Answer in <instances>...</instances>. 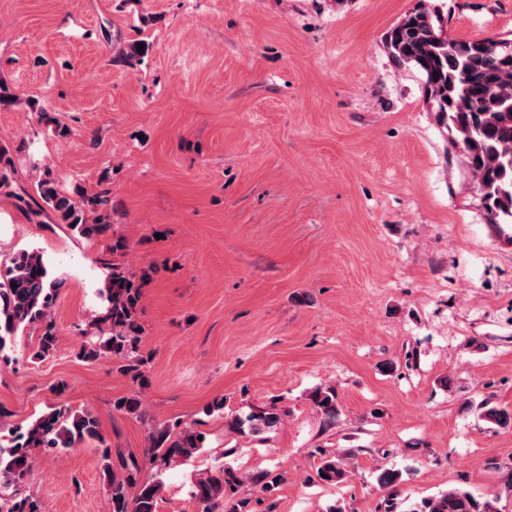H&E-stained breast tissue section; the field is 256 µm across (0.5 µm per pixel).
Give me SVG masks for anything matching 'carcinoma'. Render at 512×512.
I'll list each match as a JSON object with an SVG mask.
<instances>
[{"label":"carcinoma","instance_id":"cac0c4a2","mask_svg":"<svg viewBox=\"0 0 512 512\" xmlns=\"http://www.w3.org/2000/svg\"><path fill=\"white\" fill-rule=\"evenodd\" d=\"M392 60L401 67L418 70L424 77L427 99L448 129L455 132L451 145L461 148L476 177L482 203L492 224H512V53L497 40H458L448 37L440 10L426 0L410 10L385 36ZM12 163L8 150L0 147V190L12 194ZM39 208L52 211L59 223L80 236L102 241L112 261L103 263L104 288L100 290L103 311L89 324L90 341L80 357L87 362L114 357L119 370L140 389L148 385V358L141 351L138 311L147 271L136 272L122 261L128 244L115 234L108 200L87 195L81 188L68 194L56 181L45 176L35 187ZM96 213L89 223L86 212ZM62 280L54 276L37 249L17 253L6 269H0V365L15 361L17 338L29 328L39 331L35 357L52 353L59 339L52 310ZM314 406L327 422L338 415L336 391L318 387L311 394ZM482 417L502 429L512 428V411L483 404ZM283 423V413L274 405L229 417L228 427L240 433L270 434ZM145 455L156 467V478L140 486L136 497L128 488L137 483L139 464L135 458L120 459L121 470L112 465V447L105 444L99 420L92 412H77L59 405L26 424L14 427L9 436L0 435V512H45L42 501L26 492L24 485L36 454H58L75 445L95 440L101 449L102 468L108 488L109 512H156L163 489L159 479L171 464L193 457L201 448L202 435L193 423L151 424ZM351 449L322 453L316 474L320 481L337 483L349 473ZM279 478L261 473L250 478L229 466L200 474L195 496L205 504L204 512L221 505L224 512H250V498L240 490L251 484L268 496ZM378 484L388 490L384 512H398L395 493L402 482L398 469H384ZM408 512H496L492 501L481 500L461 489H449L425 498Z\"/></svg>","mask_w":512,"mask_h":512}]
</instances>
